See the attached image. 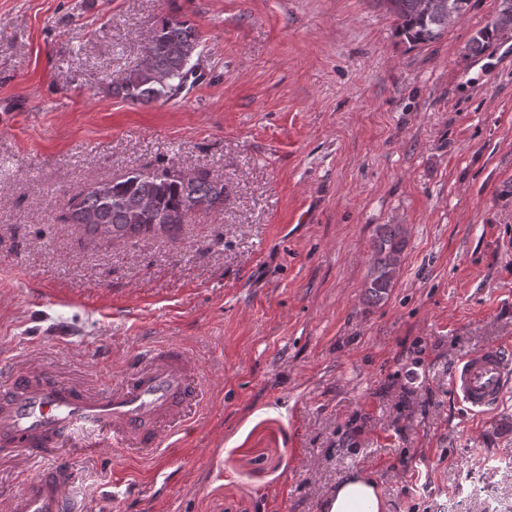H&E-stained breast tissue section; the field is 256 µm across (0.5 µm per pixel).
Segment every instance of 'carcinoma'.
I'll use <instances>...</instances> for the list:
<instances>
[{"instance_id": "1", "label": "carcinoma", "mask_w": 512, "mask_h": 512, "mask_svg": "<svg viewBox=\"0 0 512 512\" xmlns=\"http://www.w3.org/2000/svg\"><path fill=\"white\" fill-rule=\"evenodd\" d=\"M393 14L396 31L407 43L418 45L441 38L449 25L448 15L464 18L471 0H433L425 10L423 0H385ZM512 28V0H500L497 15L476 31L471 49L479 53ZM199 39L188 22L162 18L148 47L150 62L131 70L113 87V94L131 104H145L173 96L192 74L190 61ZM224 206V181L206 171L187 176L171 165L152 171H133L121 180L100 182L84 194L64 203V219L81 224L93 234L112 241L140 235H172L196 212ZM406 232L400 224H382L372 242V256L364 282L370 302L382 301L400 271Z\"/></svg>"}]
</instances>
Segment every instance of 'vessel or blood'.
<instances>
[{"instance_id": "b4317fda", "label": "vessel or blood", "mask_w": 512, "mask_h": 512, "mask_svg": "<svg viewBox=\"0 0 512 512\" xmlns=\"http://www.w3.org/2000/svg\"><path fill=\"white\" fill-rule=\"evenodd\" d=\"M196 361L169 344L142 354L132 373L111 392L93 394L61 382L34 366L0 385V449L36 458L62 443L106 445L150 457L172 438L196 401ZM452 392L471 412L482 414L512 389V353L485 349L462 359L449 376ZM76 471L57 461L24 479L7 512H70Z\"/></svg>"}]
</instances>
